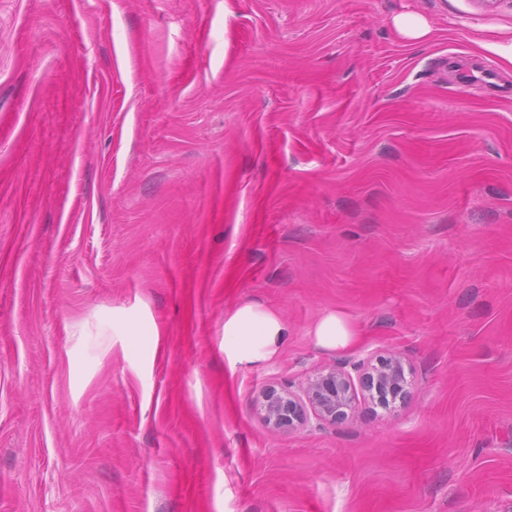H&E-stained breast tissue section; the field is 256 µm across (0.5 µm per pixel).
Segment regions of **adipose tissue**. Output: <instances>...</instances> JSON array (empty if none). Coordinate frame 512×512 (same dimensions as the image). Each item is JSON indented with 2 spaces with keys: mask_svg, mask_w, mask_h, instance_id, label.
Returning <instances> with one entry per match:
<instances>
[{
  "mask_svg": "<svg viewBox=\"0 0 512 512\" xmlns=\"http://www.w3.org/2000/svg\"><path fill=\"white\" fill-rule=\"evenodd\" d=\"M288 334L273 311L244 304L224 321V351L234 363L254 365L273 357Z\"/></svg>",
  "mask_w": 512,
  "mask_h": 512,
  "instance_id": "1",
  "label": "adipose tissue"
}]
</instances>
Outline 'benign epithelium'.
<instances>
[{"instance_id": "7a95c632", "label": "benign epithelium", "mask_w": 512, "mask_h": 512, "mask_svg": "<svg viewBox=\"0 0 512 512\" xmlns=\"http://www.w3.org/2000/svg\"><path fill=\"white\" fill-rule=\"evenodd\" d=\"M406 368L397 353L334 363L306 378L299 395L283 387L264 389L259 414L268 429L281 431L306 425L311 414L320 424L342 423L354 413L360 395L389 410L409 397Z\"/></svg>"}]
</instances>
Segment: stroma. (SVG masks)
I'll use <instances>...</instances> for the list:
<instances>
[{
	"mask_svg": "<svg viewBox=\"0 0 512 512\" xmlns=\"http://www.w3.org/2000/svg\"><path fill=\"white\" fill-rule=\"evenodd\" d=\"M509 42L512 0H0V512H512ZM385 350L394 411L262 424ZM394 23L398 32L408 38L420 39L429 32L425 22L413 14L400 15L395 18ZM288 327L273 311L244 304L224 320V353L235 364L254 365L273 357ZM317 342L329 348H343L352 341V332L345 319L336 313L323 316L315 328Z\"/></svg>",
	"mask_w": 512,
	"mask_h": 512,
	"instance_id": "stroma-1",
	"label": "stroma"
}]
</instances>
